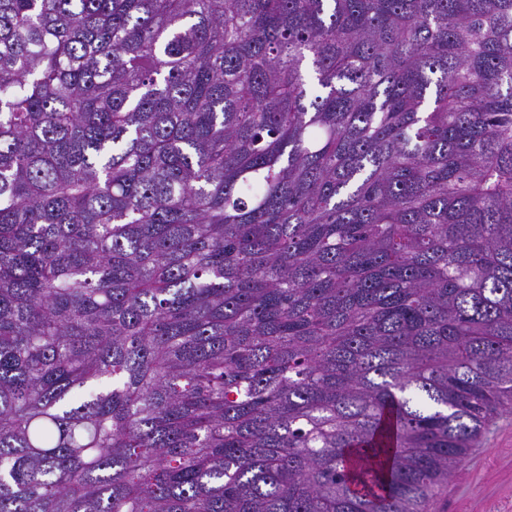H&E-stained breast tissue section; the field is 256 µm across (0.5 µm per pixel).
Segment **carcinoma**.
<instances>
[{"instance_id":"cac0c4a2","label":"carcinoma","mask_w":512,"mask_h":512,"mask_svg":"<svg viewBox=\"0 0 512 512\" xmlns=\"http://www.w3.org/2000/svg\"><path fill=\"white\" fill-rule=\"evenodd\" d=\"M512 410V0H0V512H433Z\"/></svg>"}]
</instances>
